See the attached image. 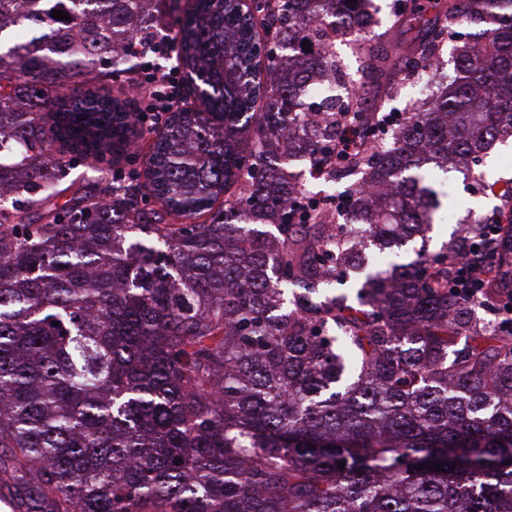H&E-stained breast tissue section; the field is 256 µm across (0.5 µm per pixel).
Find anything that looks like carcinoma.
I'll return each instance as SVG.
<instances>
[{"instance_id": "carcinoma-1", "label": "carcinoma", "mask_w": 512, "mask_h": 512, "mask_svg": "<svg viewBox=\"0 0 512 512\" xmlns=\"http://www.w3.org/2000/svg\"><path fill=\"white\" fill-rule=\"evenodd\" d=\"M170 2L0 0V502L512 512V334L448 294L443 256L467 241L395 262L440 206L431 168L474 164L512 128V0H427L398 60L367 48L389 96L454 19L485 35L392 146L326 170L365 165L343 192L359 224L294 208L304 192L278 160L316 162L354 114L374 124L360 104L325 119L299 103L332 69L317 23L364 30L371 0H196L177 51L205 74L199 105L170 113L128 183L56 203L72 156L130 148L125 104L70 85L125 71Z\"/></svg>"}]
</instances>
